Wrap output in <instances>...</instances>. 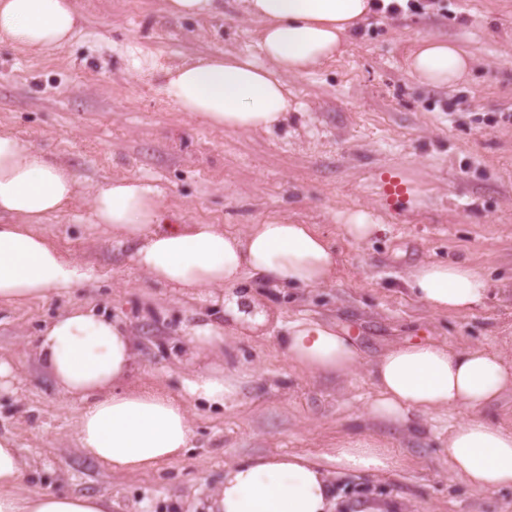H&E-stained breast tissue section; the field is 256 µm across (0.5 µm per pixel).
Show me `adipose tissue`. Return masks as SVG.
Masks as SVG:
<instances>
[{
    "mask_svg": "<svg viewBox=\"0 0 512 512\" xmlns=\"http://www.w3.org/2000/svg\"><path fill=\"white\" fill-rule=\"evenodd\" d=\"M262 24L255 56L199 57L164 65L134 44L125 49L131 72L151 77L179 111L231 132L271 130L292 108L286 76H300L341 51L348 35L372 16L373 0H245ZM74 0H0V44L28 52L67 46L79 29ZM456 43L423 37L408 59L416 80L448 86L469 70ZM75 173L15 134L0 131V303L18 304L52 293H72L93 280L92 267L65 257L43 228L77 195ZM92 218L128 246L133 265L152 282L175 288H220L230 324L254 329L267 319L239 285L251 275L274 286L315 288L336 269V251L309 224L290 223L272 211L245 232L217 224H169L159 190L123 177L98 187ZM428 309L467 312L484 300L488 283L463 263L429 262L406 280ZM228 323V324H229ZM279 343L294 366L345 377L360 360L352 336L316 318L288 322ZM55 386L80 403L75 436L85 455L117 473H135L183 457L196 429L189 407L224 406L238 381L190 370L182 394L129 389L135 345L125 325L108 314L73 305L40 331L36 346ZM376 389L368 417L407 431L424 416L457 411L444 451L455 475L473 490L512 489V428L484 412L512 387V364L481 348L410 341L390 348L371 366ZM335 474H382L398 466L394 453L370 438L346 441L329 455ZM24 462L14 437L0 435V512H112L110 500L51 493L23 485ZM335 474L296 454H266L224 468V482L207 512H336Z\"/></svg>",
    "mask_w": 512,
    "mask_h": 512,
    "instance_id": "adipose-tissue-1",
    "label": "adipose tissue"
}]
</instances>
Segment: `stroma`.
Segmentation results:
<instances>
[{"label": "stroma", "instance_id": "stroma-1", "mask_svg": "<svg viewBox=\"0 0 512 512\" xmlns=\"http://www.w3.org/2000/svg\"><path fill=\"white\" fill-rule=\"evenodd\" d=\"M82 17L69 45L41 55L0 47V127H9L75 171L84 191L45 228L65 254L97 277L72 295L0 307V360L15 374L0 393V434L13 436L26 481L56 493L101 495L112 512H206L224 467L288 452L320 459L342 441L370 436L403 460L386 474L349 476L343 497L402 498L406 512H512V490L479 493L441 451L456 412L426 417L409 434L364 415L369 369L390 346L433 339L480 346L512 361V0H435L419 13H378L362 22L335 60L288 80L294 109L269 131L225 132L177 111L131 73L123 55L139 45L161 63L217 53L255 55L260 24L241 0L205 19L166 14L163 0H77ZM420 36L460 44L473 58L450 87L420 84L406 57ZM136 175L157 187L176 224L239 232L266 212L311 224L332 242L335 279L317 288L244 286L274 301L268 324L228 337L224 351L191 347L189 327L223 320L208 292L151 282L127 247L90 221L92 190ZM405 194L390 199L388 181ZM377 213L385 229L358 243L336 216ZM467 262L488 281L482 306L434 313L411 297V268ZM76 303L125 322L136 347V385L179 391L190 369L238 371L236 401L196 404L194 448L140 474H117L82 454L78 406L41 367L36 338ZM334 323L361 350L353 376L294 368L276 342L300 317Z\"/></svg>", "mask_w": 512, "mask_h": 512}]
</instances>
